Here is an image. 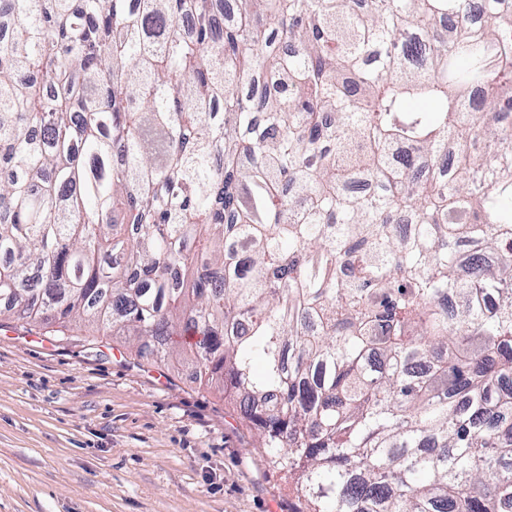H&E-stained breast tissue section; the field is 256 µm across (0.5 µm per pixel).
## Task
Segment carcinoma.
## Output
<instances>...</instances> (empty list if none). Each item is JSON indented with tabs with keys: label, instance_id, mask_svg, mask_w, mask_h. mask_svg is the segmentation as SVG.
Wrapping results in <instances>:
<instances>
[{
	"label": "carcinoma",
	"instance_id": "obj_1",
	"mask_svg": "<svg viewBox=\"0 0 512 512\" xmlns=\"http://www.w3.org/2000/svg\"><path fill=\"white\" fill-rule=\"evenodd\" d=\"M0 23V315L191 362L298 512H512V0H0ZM268 74L288 98H256Z\"/></svg>",
	"mask_w": 512,
	"mask_h": 512
}]
</instances>
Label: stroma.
Masks as SVG:
<instances>
[{
    "instance_id": "obj_1",
    "label": "stroma",
    "mask_w": 512,
    "mask_h": 512,
    "mask_svg": "<svg viewBox=\"0 0 512 512\" xmlns=\"http://www.w3.org/2000/svg\"><path fill=\"white\" fill-rule=\"evenodd\" d=\"M216 388L95 328L0 317V512H294Z\"/></svg>"
}]
</instances>
